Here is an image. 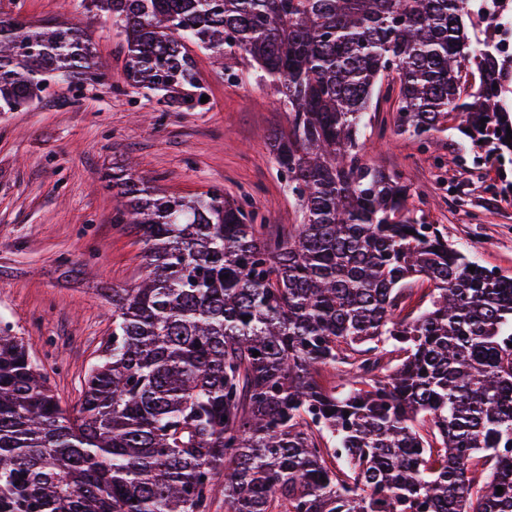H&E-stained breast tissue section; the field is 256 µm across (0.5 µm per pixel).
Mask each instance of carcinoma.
Here are the masks:
<instances>
[{
	"label": "carcinoma",
	"instance_id": "obj_1",
	"mask_svg": "<svg viewBox=\"0 0 512 512\" xmlns=\"http://www.w3.org/2000/svg\"><path fill=\"white\" fill-rule=\"evenodd\" d=\"M88 2L123 37L129 85L201 102L192 44L275 87L289 127L270 150L302 223L275 237L220 189L177 197L112 172L146 273L112 289L73 412L0 328V512H214L220 475L224 512H512V277L363 160L382 100L423 145L454 118L488 158L512 149V55L488 3L470 8L476 49L462 0ZM93 67L79 26L0 17V112Z\"/></svg>",
	"mask_w": 512,
	"mask_h": 512
}]
</instances>
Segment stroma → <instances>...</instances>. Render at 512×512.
I'll return each mask as SVG.
<instances>
[{"instance_id":"stroma-1","label":"stroma","mask_w":512,"mask_h":512,"mask_svg":"<svg viewBox=\"0 0 512 512\" xmlns=\"http://www.w3.org/2000/svg\"><path fill=\"white\" fill-rule=\"evenodd\" d=\"M87 30L105 77L50 84L30 107L0 113V326L22 336L61 405L75 408L83 378L112 334L111 289L143 273L139 234L114 218L123 204L107 175L128 161L151 183L193 197L219 187L248 198L270 232L299 223L295 197L270 152L288 111L246 62L227 76L192 49L209 101L193 112L127 86L111 20L83 0H0V13ZM380 104L366 131V161L401 174L409 205L450 244L512 276V151L486 148L449 120L427 149L391 130Z\"/></svg>"}]
</instances>
